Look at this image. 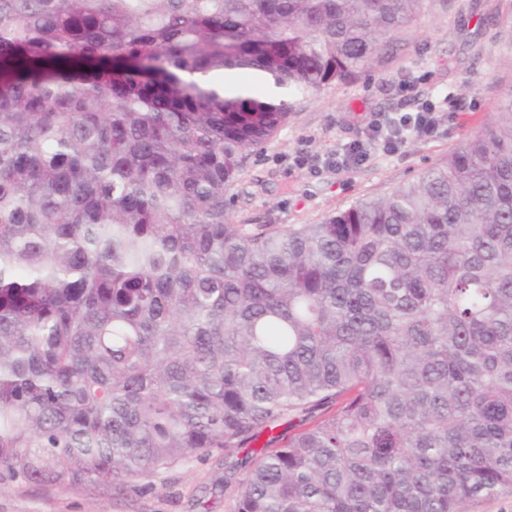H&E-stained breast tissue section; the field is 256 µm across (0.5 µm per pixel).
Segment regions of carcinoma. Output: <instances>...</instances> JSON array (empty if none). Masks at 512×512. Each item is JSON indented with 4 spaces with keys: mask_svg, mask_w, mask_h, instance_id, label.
<instances>
[{
    "mask_svg": "<svg viewBox=\"0 0 512 512\" xmlns=\"http://www.w3.org/2000/svg\"><path fill=\"white\" fill-rule=\"evenodd\" d=\"M427 2L0 0L1 469L118 486L222 448L234 512L512 493V92L386 196L227 216L291 105L216 78L354 80Z\"/></svg>",
    "mask_w": 512,
    "mask_h": 512,
    "instance_id": "1",
    "label": "carcinoma"
}]
</instances>
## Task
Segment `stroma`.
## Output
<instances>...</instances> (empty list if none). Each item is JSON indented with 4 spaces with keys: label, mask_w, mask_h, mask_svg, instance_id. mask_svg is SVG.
I'll use <instances>...</instances> for the list:
<instances>
[{
    "label": "stroma",
    "mask_w": 512,
    "mask_h": 512,
    "mask_svg": "<svg viewBox=\"0 0 512 512\" xmlns=\"http://www.w3.org/2000/svg\"><path fill=\"white\" fill-rule=\"evenodd\" d=\"M411 91H403L402 83ZM512 90V0H429L398 36L384 62L354 81L295 99L288 121L248 155L229 193L236 224H316L356 203L381 197L445 164L448 154L494 117ZM432 101V136L410 137L394 155L370 151L361 166L336 169L341 145L381 112H413ZM224 488V451L116 489L73 488L67 480L30 481L0 470V512H232Z\"/></svg>",
    "instance_id": "1"
}]
</instances>
